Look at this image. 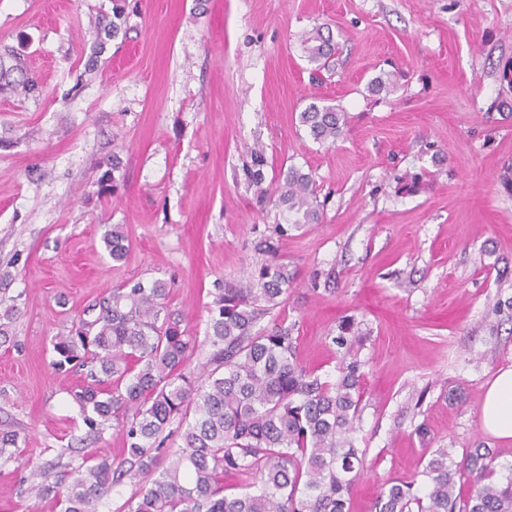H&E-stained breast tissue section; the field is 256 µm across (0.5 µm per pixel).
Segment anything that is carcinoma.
Returning <instances> with one entry per match:
<instances>
[{"mask_svg": "<svg viewBox=\"0 0 512 512\" xmlns=\"http://www.w3.org/2000/svg\"><path fill=\"white\" fill-rule=\"evenodd\" d=\"M309 62L333 64L332 35L315 28L305 35ZM392 73L371 83L393 92ZM38 97L42 86L30 75L25 56L0 47V92ZM314 140L334 143L347 124L333 106L309 104L299 114ZM288 223L321 220L308 173L290 168L273 192ZM112 261L128 252L118 224L102 237ZM292 275L277 258L244 282L217 284L208 306L199 370L187 366L197 337L182 326L165 302L167 284L137 281L85 311L78 327L53 342L58 370L88 368L89 381L70 393L88 437L115 426L125 439L124 457L56 448L53 459L29 469V492L51 498L60 512H102L123 480L139 489L123 512H350V492L364 469L356 448L361 403V361L354 352L351 323L332 342L345 354L332 381L303 365L294 327L261 328L265 315L288 292ZM179 433L176 448L164 442ZM21 432L0 422V467L18 460ZM467 475L471 489L455 491ZM425 491L416 480L387 481L370 512H512V476L498 478L490 448H468L455 461L435 450L423 467Z\"/></svg>", "mask_w": 512, "mask_h": 512, "instance_id": "obj_1", "label": "carcinoma"}]
</instances>
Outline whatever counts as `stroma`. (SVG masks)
Returning <instances> with one entry per match:
<instances>
[{
  "mask_svg": "<svg viewBox=\"0 0 512 512\" xmlns=\"http://www.w3.org/2000/svg\"><path fill=\"white\" fill-rule=\"evenodd\" d=\"M111 18L112 0H0V45L43 88L0 93V312L17 309L0 419L24 436L20 464L0 467V512H58L27 494L26 466L83 433L68 393L86 373L54 369L55 336L159 279L201 340L215 282L272 254L293 285L270 316L294 323L304 364L335 376L339 323L361 338L351 512L437 448H492L511 473L512 439L485 431L479 406L512 365V320L495 311L512 297V114L495 106L512 0H126L118 33L100 34ZM319 25L337 64L316 76L302 39ZM383 72L397 88L371 93ZM313 102L346 112L336 143L300 124ZM291 167L312 176L322 219L278 236L267 192ZM113 224L129 243L118 263ZM122 229L119 224L112 225L102 237L104 247L114 262L123 261L128 252L127 237Z\"/></svg>",
  "mask_w": 512,
  "mask_h": 512,
  "instance_id": "stroma-1",
  "label": "stroma"
}]
</instances>
